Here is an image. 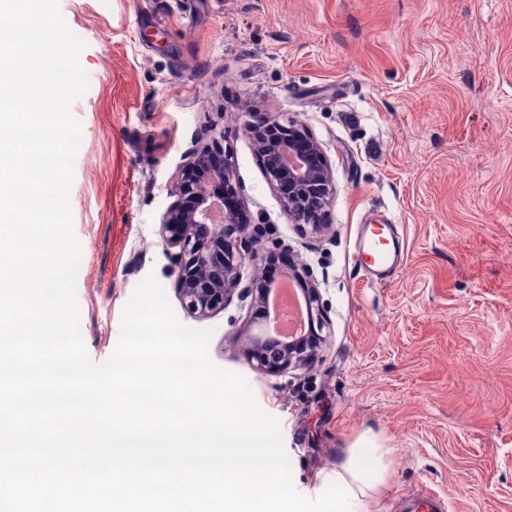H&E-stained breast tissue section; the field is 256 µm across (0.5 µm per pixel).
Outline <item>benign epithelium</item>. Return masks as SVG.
<instances>
[{"mask_svg": "<svg viewBox=\"0 0 512 512\" xmlns=\"http://www.w3.org/2000/svg\"><path fill=\"white\" fill-rule=\"evenodd\" d=\"M239 110L264 177L291 223L306 235H323L330 229L329 206L336 195L332 163L323 144L296 120L253 112L247 103ZM170 196L174 201L163 214L159 233L169 248L176 249L170 259L187 313L207 318L235 297L247 300L255 316L242 336L253 369L277 376L313 361L326 342L323 330L328 326L317 280L309 268L287 255L289 249L280 239L248 232L254 221L224 144L213 139L192 150L171 182ZM277 260L280 275L296 283L305 304V333L287 343L266 333L271 318L267 299L278 282L266 270ZM247 264L254 267V274L245 283Z\"/></svg>", "mask_w": 512, "mask_h": 512, "instance_id": "7a95c632", "label": "benign epithelium"}]
</instances>
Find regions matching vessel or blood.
Returning a JSON list of instances; mask_svg holds the SVG:
<instances>
[{"mask_svg":"<svg viewBox=\"0 0 512 512\" xmlns=\"http://www.w3.org/2000/svg\"><path fill=\"white\" fill-rule=\"evenodd\" d=\"M352 258L366 277L387 281L402 266L403 256L398 237L389 224H367L358 233ZM447 501L433 492L424 491L413 498L408 512H447Z\"/></svg>","mask_w":512,"mask_h":512,"instance_id":"vessel-or-blood-1","label":"vessel or blood"}]
</instances>
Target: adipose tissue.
Segmentation results:
<instances>
[{
  "label": "adipose tissue",
  "mask_w": 512,
  "mask_h": 512,
  "mask_svg": "<svg viewBox=\"0 0 512 512\" xmlns=\"http://www.w3.org/2000/svg\"><path fill=\"white\" fill-rule=\"evenodd\" d=\"M389 454L377 437H360L345 460L323 474L316 489L322 512H366L365 497L384 481Z\"/></svg>",
  "instance_id": "1"
}]
</instances>
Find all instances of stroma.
I'll return each mask as SVG.
<instances>
[{"label":"stroma","mask_w":512,"mask_h":512,"mask_svg":"<svg viewBox=\"0 0 512 512\" xmlns=\"http://www.w3.org/2000/svg\"><path fill=\"white\" fill-rule=\"evenodd\" d=\"M89 76L70 192L80 329L113 353L135 286L155 276L209 356L280 424L308 493L363 433L390 448L368 512L425 489L452 512H512V0H59ZM308 124L332 162L330 234L301 237L268 186L237 103ZM224 146L254 221L313 270L330 336L311 367L265 376L232 301L181 306L159 235L199 141ZM399 227L404 263L353 266L359 225Z\"/></svg>","instance_id":"stroma-1"}]
</instances>
